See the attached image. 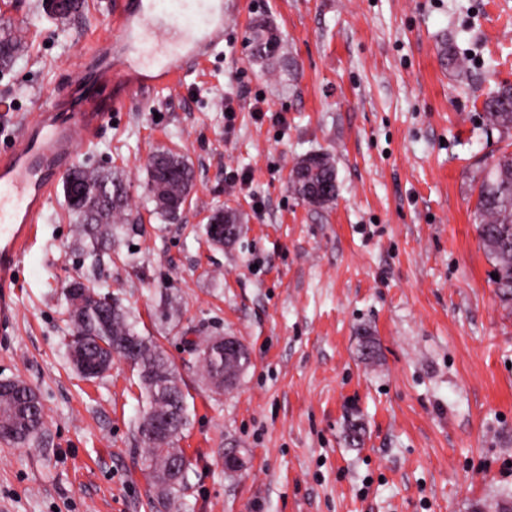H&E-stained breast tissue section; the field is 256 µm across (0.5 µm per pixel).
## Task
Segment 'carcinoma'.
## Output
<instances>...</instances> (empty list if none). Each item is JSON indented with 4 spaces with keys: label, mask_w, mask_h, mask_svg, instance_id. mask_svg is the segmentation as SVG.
<instances>
[{
    "label": "carcinoma",
    "mask_w": 512,
    "mask_h": 512,
    "mask_svg": "<svg viewBox=\"0 0 512 512\" xmlns=\"http://www.w3.org/2000/svg\"><path fill=\"white\" fill-rule=\"evenodd\" d=\"M252 56L270 60L279 56L282 42L273 28L257 23L252 28ZM22 47L21 39L10 29L0 27V74L15 61ZM487 121L494 127L512 130V85L502 84L483 101ZM148 189L156 212L165 219H175L189 201L194 182L192 168L171 149H158L148 158ZM336 180V166L327 154H312L297 162L291 172L294 190L313 206L335 200L336 194L324 192V186ZM69 215L83 240L80 264L99 266L103 256L112 251L114 224L128 220L121 181L112 170L78 167L62 182ZM481 243L493 262L496 293L505 304H512V152L501 153L488 167L478 187L472 213ZM235 219L218 208L205 225L209 239L221 244L237 235ZM74 292L63 291L67 335L64 346L67 358L83 352L95 371L87 374L78 363L77 373L86 379L104 377L116 359L129 360L136 376L142 401L137 432L145 469L154 472L158 489V508L169 510L187 488L189 462L176 447L190 424L187 396L178 384L175 369L163 348L137 331L136 324L119 299L112 296L109 285L96 278H74ZM202 360L203 374L212 390H224V377L238 378L249 364V353L236 358L224 357L218 337L201 343H189ZM170 418V434L158 438L143 429L149 419ZM45 406L42 397L19 379L7 380L0 391V428L8 429L0 439L24 445L40 435L44 428Z\"/></svg>",
    "instance_id": "cac0c4a2"
}]
</instances>
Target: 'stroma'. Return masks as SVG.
<instances>
[{"instance_id": "35a3bbf8", "label": "stroma", "mask_w": 512, "mask_h": 512, "mask_svg": "<svg viewBox=\"0 0 512 512\" xmlns=\"http://www.w3.org/2000/svg\"><path fill=\"white\" fill-rule=\"evenodd\" d=\"M112 2L59 22L42 0H0V25L24 35L0 76V152L65 90ZM224 13L223 43L178 90L125 97L74 160L121 181L131 216L97 276L189 394L191 487L177 512H490L512 495V307L471 213L487 165L512 146L482 110L512 84V0H224ZM260 19L281 58H252ZM159 148L194 170L173 220L147 187ZM314 153L336 164L324 207L290 184ZM242 171L248 183H229ZM219 207L240 225L222 245L204 231ZM78 261L58 189L0 298L12 319L0 380L46 406L38 440L0 443V512H156L128 365L92 382L65 354L62 291ZM210 336L237 337L250 357L219 394L187 347Z\"/></svg>"}]
</instances>
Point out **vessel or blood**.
Returning a JSON list of instances; mask_svg holds the SVG:
<instances>
[{"label": "vessel or blood", "instance_id": "1", "mask_svg": "<svg viewBox=\"0 0 512 512\" xmlns=\"http://www.w3.org/2000/svg\"><path fill=\"white\" fill-rule=\"evenodd\" d=\"M113 30L66 73L67 91L50 97L15 147L0 154V289L14 287L27 241L77 145L97 138L124 93L177 89L187 63L208 57L224 39V0H117ZM164 34L157 42L156 34ZM97 80H90V70Z\"/></svg>", "mask_w": 512, "mask_h": 512}]
</instances>
